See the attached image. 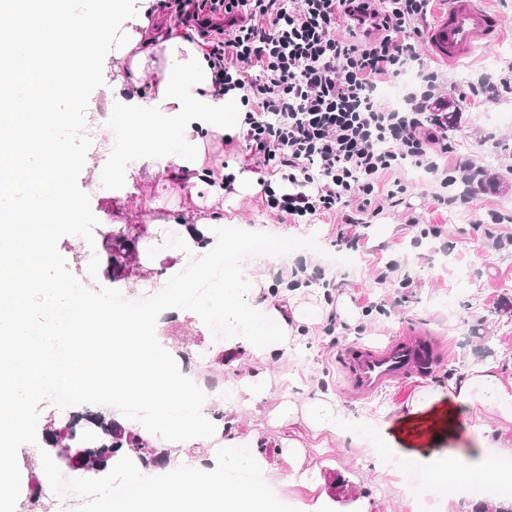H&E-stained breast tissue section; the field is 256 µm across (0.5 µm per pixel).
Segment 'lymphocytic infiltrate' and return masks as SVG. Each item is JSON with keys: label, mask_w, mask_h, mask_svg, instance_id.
Returning a JSON list of instances; mask_svg holds the SVG:
<instances>
[{"label": "lymphocytic infiltrate", "mask_w": 512, "mask_h": 512, "mask_svg": "<svg viewBox=\"0 0 512 512\" xmlns=\"http://www.w3.org/2000/svg\"><path fill=\"white\" fill-rule=\"evenodd\" d=\"M431 0H172L194 24L218 89L243 90L246 161L266 174L262 193L278 219L297 224L336 210V241L358 247L364 218L403 203L407 168L446 193L449 159L442 76L422 68L421 25ZM350 36L336 38L339 25ZM415 72L402 105L380 88ZM288 190L276 193L272 177Z\"/></svg>", "instance_id": "1"}]
</instances>
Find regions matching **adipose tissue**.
<instances>
[{
	"mask_svg": "<svg viewBox=\"0 0 512 512\" xmlns=\"http://www.w3.org/2000/svg\"><path fill=\"white\" fill-rule=\"evenodd\" d=\"M126 2L112 0V40L116 58L128 59V78L139 93L128 102L126 111L113 115V175L122 174L131 158L149 154L160 168L171 164L178 168L177 180L191 198L203 192L219 197L229 189L239 196L251 192L256 177L238 164L211 175L202 170L205 138L239 133L244 119L242 90L216 95L203 49L183 32L151 30L147 13L156 0H141L131 15L125 10ZM154 52L161 55L164 65L152 88L146 89L141 79ZM451 388L455 402L512 424V377L505 379L488 367L476 366ZM272 417L280 425L302 422L317 435L336 432L345 415L332 396L321 394L301 403L283 400Z\"/></svg>",
	"mask_w": 512,
	"mask_h": 512,
	"instance_id": "ef3b65f1",
	"label": "adipose tissue"
}]
</instances>
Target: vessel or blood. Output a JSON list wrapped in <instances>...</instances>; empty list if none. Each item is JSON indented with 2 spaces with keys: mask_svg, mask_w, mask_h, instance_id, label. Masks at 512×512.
<instances>
[{
  "mask_svg": "<svg viewBox=\"0 0 512 512\" xmlns=\"http://www.w3.org/2000/svg\"><path fill=\"white\" fill-rule=\"evenodd\" d=\"M501 16L483 0H448V9L428 34V46L454 63L492 47L502 30ZM447 354L437 334L428 328L404 329L380 346L355 344L343 349L346 393L372 396L385 387L432 372Z\"/></svg>",
  "mask_w": 512,
  "mask_h": 512,
  "instance_id": "obj_1",
  "label": "vessel or blood"
}]
</instances>
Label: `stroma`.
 I'll use <instances>...</instances> for the list:
<instances>
[{"label": "stroma", "mask_w": 512, "mask_h": 512, "mask_svg": "<svg viewBox=\"0 0 512 512\" xmlns=\"http://www.w3.org/2000/svg\"><path fill=\"white\" fill-rule=\"evenodd\" d=\"M485 5L504 20L494 46L454 64L428 51L423 54L425 64L445 79L442 94H452L483 73L499 78L512 62V0H485ZM103 74L105 83L92 92L90 104L112 113L124 111L135 90L122 80L123 64L106 57ZM510 109L512 94L472 108L458 107L451 136L459 169L449 189L456 203L438 206L432 199L438 184L424 172H409L412 188L406 203L385 208L371 220L358 249L350 253V269L331 260L337 252L338 215L310 224L284 223L257 193L227 209L218 201L199 206L187 198L175 175L157 171L147 158L132 160L122 184L110 193L98 189L109 179L108 164L86 161L78 178L100 230L148 225L151 236L140 246L129 277L116 282L106 277L102 243L90 246L80 237L65 236L58 250L75 276H82L90 262L100 285L138 295L160 291L168 274L185 265V254L166 245L181 223L192 224L217 212L227 227L248 226L284 237L316 236L320 252L300 249L286 255L284 262L321 270L322 280L306 287V294L321 301L329 314L336 311L335 299L345 298L358 314L355 324L337 321L331 336L323 326H314L311 335L296 337L290 346L257 359L244 346L224 350L186 310L164 317V343L183 359L187 371L215 387L256 373L269 378L270 396L255 408H244L235 399L222 400L215 408L224 415L225 439L245 446L257 438L268 460L277 459L285 439L304 445L306 466H319L327 477L322 489H311L296 478L272 484L277 498L297 512H323L327 496L335 500V512H441L443 496L407 485L402 465L464 455L472 446L468 430L473 426L512 448V429H500L495 416L461 411L450 396L452 382L476 364L512 377V125L496 119L497 112ZM491 211L500 216V223L486 222ZM435 226L440 235H432ZM152 246L159 249L153 258L147 254ZM391 260L398 262V271L386 284H378L379 270ZM406 273L414 279L408 288L400 285ZM326 280L331 290H324ZM328 293L333 296L329 302L324 299ZM380 301L386 305L385 314L366 313V305ZM411 325L432 329L448 345L446 359L433 374L390 385L367 400L345 399L337 361L341 349L355 342L384 343ZM425 390L433 393V401L414 408L413 399ZM319 393L331 395L344 408L346 423L339 432L315 437L299 424H271L269 413L282 397L300 403Z\"/></svg>", "instance_id": "obj_1"}]
</instances>
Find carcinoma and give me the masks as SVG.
Wrapping results in <instances>:
<instances>
[{
  "instance_id": "cac0c4a2",
  "label": "carcinoma",
  "mask_w": 512,
  "mask_h": 512,
  "mask_svg": "<svg viewBox=\"0 0 512 512\" xmlns=\"http://www.w3.org/2000/svg\"><path fill=\"white\" fill-rule=\"evenodd\" d=\"M148 237V229L141 226L132 234L126 229L111 230L105 234L107 267L112 279L125 278L136 264L139 241ZM49 445L56 455L69 465L85 473L98 474L112 466V458L121 451L133 452L145 467H165L170 455L141 435L118 425L102 412L88 411L72 415L61 428L50 430Z\"/></svg>"
}]
</instances>
